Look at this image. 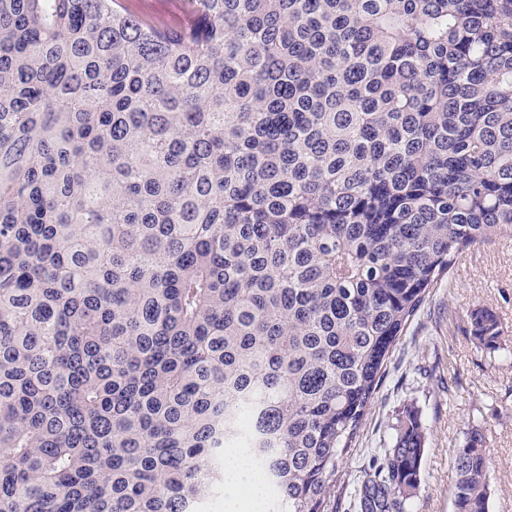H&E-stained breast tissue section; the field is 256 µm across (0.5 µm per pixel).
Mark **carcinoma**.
I'll return each instance as SVG.
<instances>
[{
	"mask_svg": "<svg viewBox=\"0 0 512 512\" xmlns=\"http://www.w3.org/2000/svg\"><path fill=\"white\" fill-rule=\"evenodd\" d=\"M0 0V512H324L394 348L512 237V0ZM494 348V312L470 315ZM406 411L361 512H410ZM456 512H489L478 431ZM127 11L141 18L186 25L190 22L186 0H124ZM242 460L239 458H233L227 460L224 466V484L229 487L231 492L236 496H246L248 498H254L259 493V486L251 481L248 485H244L239 481V472L242 469ZM224 486V507L227 506V501L235 502L239 500H233L227 488Z\"/></svg>",
	"mask_w": 512,
	"mask_h": 512,
	"instance_id": "1",
	"label": "carcinoma"
}]
</instances>
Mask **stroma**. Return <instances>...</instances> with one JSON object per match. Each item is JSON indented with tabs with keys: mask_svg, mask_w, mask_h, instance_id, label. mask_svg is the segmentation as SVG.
Wrapping results in <instances>:
<instances>
[{
	"mask_svg": "<svg viewBox=\"0 0 512 512\" xmlns=\"http://www.w3.org/2000/svg\"><path fill=\"white\" fill-rule=\"evenodd\" d=\"M136 17L188 24L186 0H124ZM492 310L501 326L490 350L469 333L472 311ZM412 409L425 433L421 486L412 512H454V450L479 431L489 460L491 512H512V239L460 256L428 294L396 346L364 425L331 476L326 512H358L370 460L392 446L399 417Z\"/></svg>",
	"mask_w": 512,
	"mask_h": 512,
	"instance_id": "1",
	"label": "stroma"
}]
</instances>
